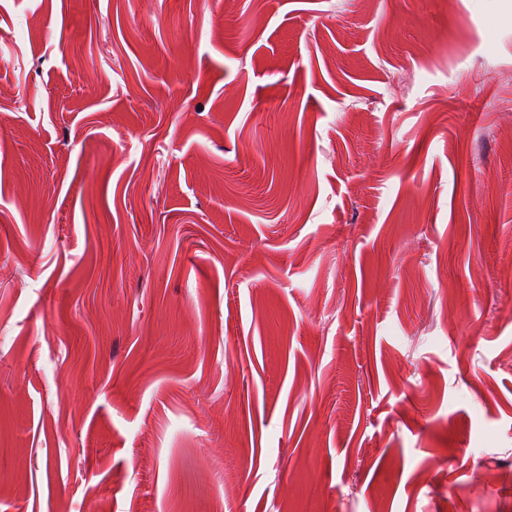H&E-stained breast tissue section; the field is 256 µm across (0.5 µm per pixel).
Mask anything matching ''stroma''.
Listing matches in <instances>:
<instances>
[{
  "label": "stroma",
  "instance_id": "1",
  "mask_svg": "<svg viewBox=\"0 0 512 512\" xmlns=\"http://www.w3.org/2000/svg\"><path fill=\"white\" fill-rule=\"evenodd\" d=\"M0 512H512V0H0Z\"/></svg>",
  "mask_w": 512,
  "mask_h": 512
}]
</instances>
